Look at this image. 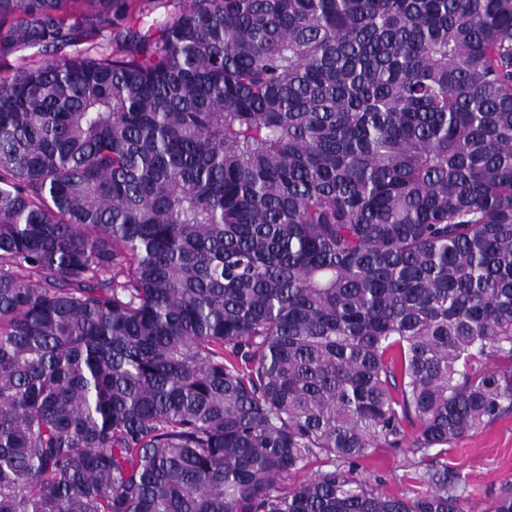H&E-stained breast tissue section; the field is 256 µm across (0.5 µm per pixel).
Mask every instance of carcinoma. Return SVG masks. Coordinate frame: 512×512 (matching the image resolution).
<instances>
[{"instance_id": "1", "label": "carcinoma", "mask_w": 512, "mask_h": 512, "mask_svg": "<svg viewBox=\"0 0 512 512\" xmlns=\"http://www.w3.org/2000/svg\"><path fill=\"white\" fill-rule=\"evenodd\" d=\"M59 44L0 67V512H465L512 0H0ZM405 447L425 489L354 474ZM36 50L17 52L6 59H4V64L10 66L12 69H20L22 67H26L31 64L33 61L46 60L51 58H60L68 55L71 52L70 47H61V48H49L47 52H43L41 54H35Z\"/></svg>"}]
</instances>
